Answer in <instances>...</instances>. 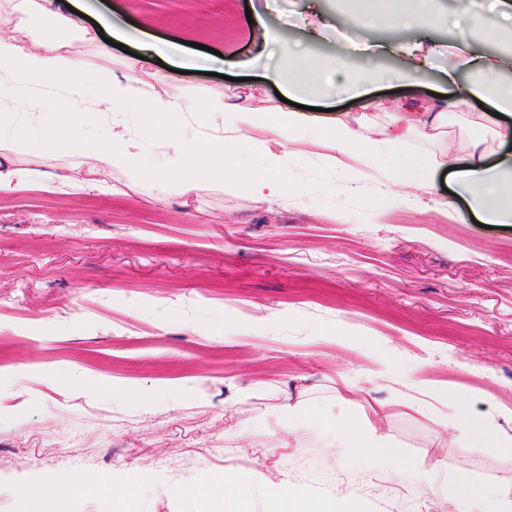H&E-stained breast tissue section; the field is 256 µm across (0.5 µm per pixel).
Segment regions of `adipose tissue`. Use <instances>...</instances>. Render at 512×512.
Returning a JSON list of instances; mask_svg holds the SVG:
<instances>
[{
  "label": "adipose tissue",
  "instance_id": "obj_1",
  "mask_svg": "<svg viewBox=\"0 0 512 512\" xmlns=\"http://www.w3.org/2000/svg\"><path fill=\"white\" fill-rule=\"evenodd\" d=\"M5 23L13 25L14 35L0 36V94L6 95L15 115L0 120V143L29 146L53 140L86 158L89 173L99 165L125 170L141 180H152L161 169L178 177L182 194L192 195L224 164L234 158L241 143V131L255 124V109L244 101L222 97L187 98L165 81L145 83L136 65H129L122 77L105 69H93L76 58L72 44L81 27L72 14L56 7L53 0H7ZM370 0H351L364 32L377 31L384 20L393 25L429 26L436 20L433 0H386V14L370 11ZM41 18L44 31L22 43L18 35L26 31L33 18ZM470 82L456 97L430 99L424 111L406 118L404 125L384 132L376 139L358 131L345 121L313 125L296 111L267 113L266 121L279 145L278 150H265L261 168L249 171L252 192L259 196H293L302 199L307 191L289 177L281 165L280 149L309 138L326 141L337 154L358 157L368 170L383 174L402 185L406 196L431 193L436 187L440 169L451 167L456 193L466 199L476 216L488 224L512 223V160L491 162L482 142L476 141L464 152L441 148L432 153L412 149L410 135L425 138L438 135L444 116L465 104L468 97L488 102L493 111L512 112V82L497 84L503 71H512V51L488 53L470 58ZM339 72L344 89L352 96H368L373 77L350 67L347 57L332 60H306L291 49L281 51L279 66L268 70L265 78L284 88L288 96L309 95L321 98L329 72ZM39 91L54 92L57 117L54 127L47 128L19 120L18 115L33 104ZM115 112L140 115V136L127 129L109 128L91 139H67L66 132L75 118L92 114L103 117ZM184 112L220 113L222 126L211 133L189 137L174 129L177 115ZM149 140L156 149L155 161H148L141 145Z\"/></svg>",
  "mask_w": 512,
  "mask_h": 512
}]
</instances>
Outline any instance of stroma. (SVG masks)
<instances>
[{
  "instance_id": "obj_1",
  "label": "stroma",
  "mask_w": 512,
  "mask_h": 512,
  "mask_svg": "<svg viewBox=\"0 0 512 512\" xmlns=\"http://www.w3.org/2000/svg\"><path fill=\"white\" fill-rule=\"evenodd\" d=\"M88 2L91 38L74 52L89 66L120 75L140 50L100 38L104 16L167 39L192 34L255 60L250 86L225 63L180 74L176 58L152 53L142 78L190 98L246 89L260 113L280 103L262 78L279 58L250 32L225 36L229 13L243 25L260 15L306 58L363 37L343 0H323L320 15L308 0ZM453 9L435 0L433 27L381 29L432 50L424 92L402 80L401 57L361 55L354 66L381 77L368 100L332 85L302 105L371 134L419 111L421 96L454 94L447 71L469 76L459 43L478 54L497 46ZM482 111L473 98L449 113L445 142L462 151L478 136L512 153ZM249 135L237 166L190 196L107 167L102 189L72 190L62 179L84 159L66 147L5 151L35 175L0 191V512H36L29 487L52 497L75 477L92 486L70 495L66 512H219L228 480L247 484L248 512H301L327 498L358 512H462L467 488L512 500V224L477 226L442 182L400 199L399 186L358 175L356 159L315 138L282 156L305 198L256 196L240 171L274 137L260 126ZM394 196L393 208L370 206ZM342 417L387 435L388 461L370 462L355 439L337 447ZM471 424L500 450L469 446ZM429 465L427 491L415 473ZM116 485L129 488L125 500Z\"/></svg>"
}]
</instances>
